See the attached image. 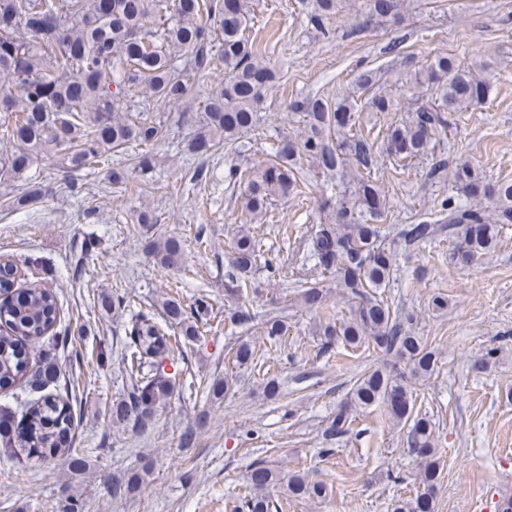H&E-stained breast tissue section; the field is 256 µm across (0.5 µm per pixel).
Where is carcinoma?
Listing matches in <instances>:
<instances>
[{"label": "carcinoma", "mask_w": 512, "mask_h": 512, "mask_svg": "<svg viewBox=\"0 0 512 512\" xmlns=\"http://www.w3.org/2000/svg\"><path fill=\"white\" fill-rule=\"evenodd\" d=\"M407 2L300 0L308 9V22L324 36L334 32L331 21L346 10L358 17L349 30L357 36L377 21L399 19ZM251 21L248 0H0V142L12 145L0 155V184L28 180L8 205L25 208L53 193V187L27 179V172L38 155L61 146L66 185L75 173L93 168L109 152L127 155L132 172L146 176L149 159L134 149L160 143L168 128L145 113L181 103L191 79L198 80L203 109L185 150L198 160L192 179L203 180L212 154L222 148L236 153L244 147L242 138L259 126L265 93L277 78L245 36ZM217 63L225 70L224 84L209 89L204 77ZM491 66L489 59L463 66L452 56L438 54L426 66L403 72L414 92L405 117L387 127L381 147L378 138L356 127L355 114L397 112L398 102L383 90L376 71L363 70L352 91L341 98L308 96L292 101L290 110L300 115L303 135L276 139L269 162L224 169V182L243 188L244 209L252 224L260 223L273 200L303 193L308 181L303 161L336 180V192L321 201V207L334 215V223L311 225L302 261L332 275L336 287L353 302V317L340 324L322 322L317 336L325 352L340 343L360 344L392 362L387 368L371 367L357 378L349 399L325 426L323 438L330 447L324 452H333L331 445L349 433L357 409L381 404L394 421L410 425V447L421 459L420 490L413 499L396 498L392 512H434L439 473L433 429L427 418L413 415L412 388L432 375L437 357L413 331L415 315L389 302L386 289L397 280L398 257L446 236L452 244L448 260L468 264L494 249L504 226L512 225V180L489 184L470 162L450 168L435 157L451 119L489 98ZM383 152L397 164L432 154L427 178L447 181L454 188V194L403 225L391 240L383 230L389 206L374 179ZM158 222V215L146 211L136 219L159 263L174 265L181 242L174 237L162 245L151 240ZM227 263L224 292L229 296L239 294L256 272L272 275L284 265L269 257L262 239L249 227L236 233ZM295 285L306 309H325L327 289L322 282L300 280ZM100 306L131 309L125 324L122 393L112 404V421L141 427L182 375L183 347L169 331L185 342L195 338L198 322L209 315L212 303L202 295L186 307L169 297L164 301L163 327L152 311L133 309L125 293L102 297ZM58 315L54 294L36 283L15 286L14 264L4 260L0 387L28 375L29 342L52 334ZM229 320L236 327L261 321L274 344L287 332L283 321L246 306L231 313ZM233 358L238 367L249 366L255 351L243 341ZM401 362L408 371L398 367ZM56 379L57 369L48 363L30 376L29 383L40 389ZM24 409L22 432L0 438L6 459L66 456L72 464L80 463L72 448L69 399L45 394L26 402ZM272 481L269 468L254 467L249 478L254 493L241 497L236 512H269L270 500L262 490ZM288 492L321 498L326 486L298 474L288 480Z\"/></svg>", "instance_id": "cac0c4a2"}]
</instances>
